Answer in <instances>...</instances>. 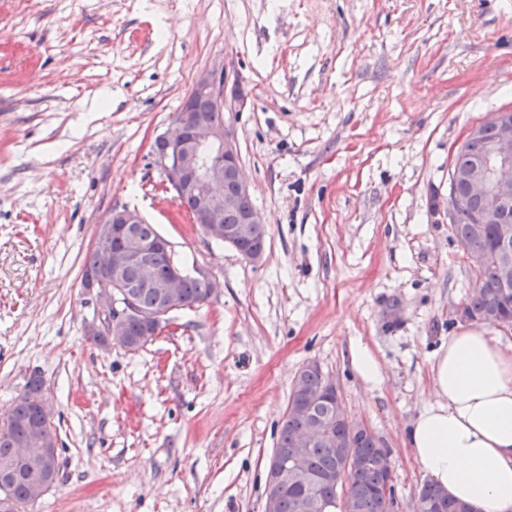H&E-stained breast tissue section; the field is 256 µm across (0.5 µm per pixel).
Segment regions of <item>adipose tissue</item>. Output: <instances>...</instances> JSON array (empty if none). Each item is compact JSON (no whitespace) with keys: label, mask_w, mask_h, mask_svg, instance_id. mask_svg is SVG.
Returning a JSON list of instances; mask_svg holds the SVG:
<instances>
[{"label":"adipose tissue","mask_w":512,"mask_h":512,"mask_svg":"<svg viewBox=\"0 0 512 512\" xmlns=\"http://www.w3.org/2000/svg\"><path fill=\"white\" fill-rule=\"evenodd\" d=\"M430 376L406 433L415 462L474 512H512V353L462 326L435 352Z\"/></svg>","instance_id":"adipose-tissue-1"}]
</instances>
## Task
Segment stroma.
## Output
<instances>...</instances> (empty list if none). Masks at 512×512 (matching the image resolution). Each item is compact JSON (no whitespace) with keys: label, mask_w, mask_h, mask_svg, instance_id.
<instances>
[{"label":"stroma","mask_w":512,"mask_h":512,"mask_svg":"<svg viewBox=\"0 0 512 512\" xmlns=\"http://www.w3.org/2000/svg\"><path fill=\"white\" fill-rule=\"evenodd\" d=\"M212 69L251 94L232 122L257 263L189 222L151 155ZM510 106L512 0H0V426L40 374L59 450L31 512H262L310 361L417 512L404 431L471 287L432 198L467 129ZM116 206L222 285L136 351L84 331L82 267ZM352 364L358 375L367 383H377L380 368L377 360L365 347H357L352 352Z\"/></svg>","instance_id":"stroma-1"}]
</instances>
